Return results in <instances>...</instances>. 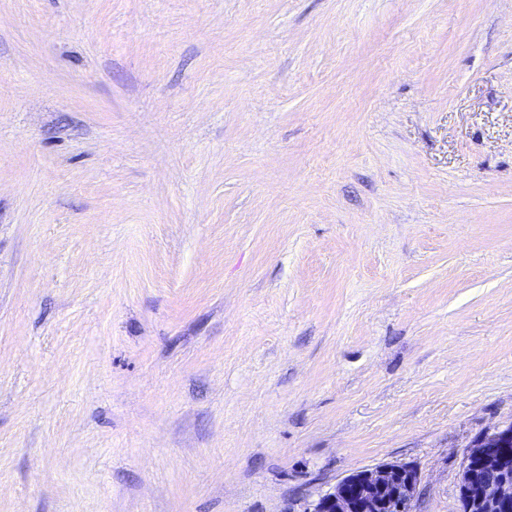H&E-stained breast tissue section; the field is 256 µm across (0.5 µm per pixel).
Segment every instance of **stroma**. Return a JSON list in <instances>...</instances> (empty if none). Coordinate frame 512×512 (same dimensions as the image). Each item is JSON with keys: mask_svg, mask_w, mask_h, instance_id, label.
<instances>
[{"mask_svg": "<svg viewBox=\"0 0 512 512\" xmlns=\"http://www.w3.org/2000/svg\"><path fill=\"white\" fill-rule=\"evenodd\" d=\"M512 423V0H0V512H304Z\"/></svg>", "mask_w": 512, "mask_h": 512, "instance_id": "35a3bbf8", "label": "stroma"}]
</instances>
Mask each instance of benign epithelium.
I'll return each mask as SVG.
<instances>
[{
    "label": "benign epithelium",
    "instance_id": "7a95c632",
    "mask_svg": "<svg viewBox=\"0 0 512 512\" xmlns=\"http://www.w3.org/2000/svg\"><path fill=\"white\" fill-rule=\"evenodd\" d=\"M418 470L385 463L355 471L318 496L306 512H412ZM462 512H512V424L470 445L460 476Z\"/></svg>",
    "mask_w": 512,
    "mask_h": 512
}]
</instances>
